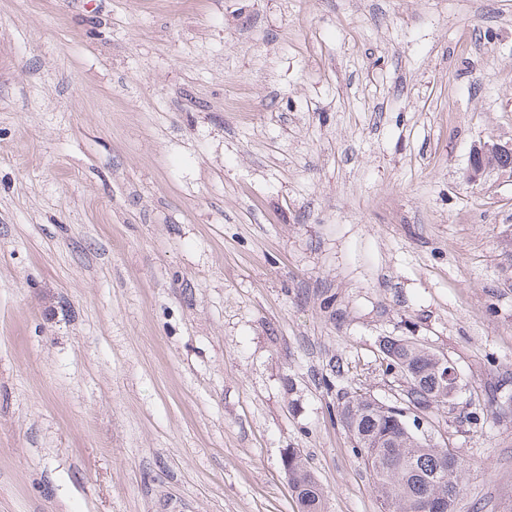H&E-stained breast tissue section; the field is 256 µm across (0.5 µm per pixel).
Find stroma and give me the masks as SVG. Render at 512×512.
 <instances>
[{
	"instance_id": "stroma-1",
	"label": "stroma",
	"mask_w": 512,
	"mask_h": 512,
	"mask_svg": "<svg viewBox=\"0 0 512 512\" xmlns=\"http://www.w3.org/2000/svg\"><path fill=\"white\" fill-rule=\"evenodd\" d=\"M247 96L251 109L225 101ZM512 0H0V512H380L343 395L512 512ZM285 471L299 505V512H325L323 487L314 477L300 451L288 450V467Z\"/></svg>"
}]
</instances>
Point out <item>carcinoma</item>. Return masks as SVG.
<instances>
[{"label": "carcinoma", "instance_id": "obj_1", "mask_svg": "<svg viewBox=\"0 0 512 512\" xmlns=\"http://www.w3.org/2000/svg\"><path fill=\"white\" fill-rule=\"evenodd\" d=\"M382 353L389 369L403 360L409 362L412 381L404 402L391 405L387 411L370 408L363 395L349 396L341 403L343 423L355 425L351 430L353 448L363 459L380 501L391 503L393 512H431L439 500L448 502L452 509L462 491L463 461L455 459L446 447H420L402 437L408 416L421 413L430 417L448 403L435 378L431 351L410 339H400L383 343ZM453 464L456 476L434 480ZM286 472L299 512H325L323 487L299 451L288 450Z\"/></svg>", "mask_w": 512, "mask_h": 512}]
</instances>
